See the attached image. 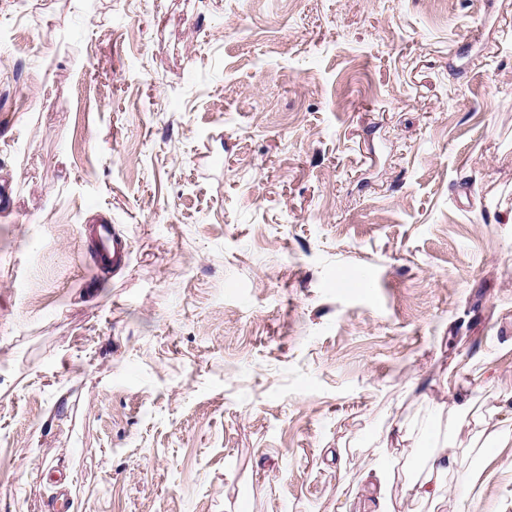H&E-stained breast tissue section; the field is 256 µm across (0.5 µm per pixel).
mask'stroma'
<instances>
[{"mask_svg":"<svg viewBox=\"0 0 512 512\" xmlns=\"http://www.w3.org/2000/svg\"><path fill=\"white\" fill-rule=\"evenodd\" d=\"M0 194V512H512V0H0ZM128 260V246L110 224H102L96 233V262L94 271L112 265L119 268ZM454 477L456 483L462 488L464 498H478L481 489L472 471L459 467L456 458L448 457L444 452L436 453L430 469L415 483L408 485L404 492H409L412 498L431 502L432 506L441 504L448 493L446 477Z\"/></svg>","mask_w":512,"mask_h":512,"instance_id":"35a3bbf8","label":"stroma"}]
</instances>
